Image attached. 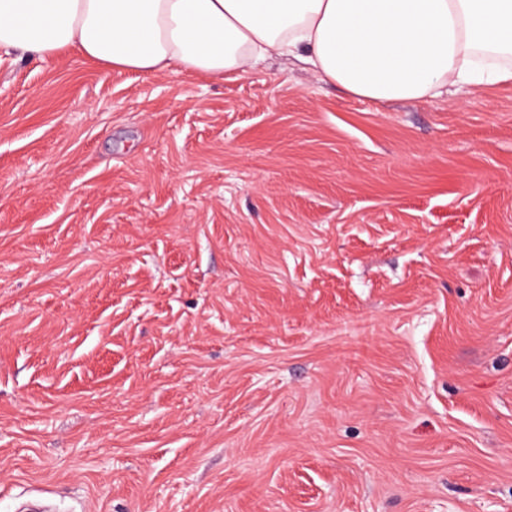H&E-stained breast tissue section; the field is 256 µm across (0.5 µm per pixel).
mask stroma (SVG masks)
Masks as SVG:
<instances>
[{
	"label": "stroma",
	"instance_id": "35a3bbf8",
	"mask_svg": "<svg viewBox=\"0 0 512 512\" xmlns=\"http://www.w3.org/2000/svg\"><path fill=\"white\" fill-rule=\"evenodd\" d=\"M27 498L512 512V85L0 57V512Z\"/></svg>",
	"mask_w": 512,
	"mask_h": 512
}]
</instances>
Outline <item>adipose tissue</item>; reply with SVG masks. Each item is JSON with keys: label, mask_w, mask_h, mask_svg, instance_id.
<instances>
[{"label": "adipose tissue", "mask_w": 512, "mask_h": 512, "mask_svg": "<svg viewBox=\"0 0 512 512\" xmlns=\"http://www.w3.org/2000/svg\"><path fill=\"white\" fill-rule=\"evenodd\" d=\"M145 75L239 77L291 56L349 95L512 82V0H0V50Z\"/></svg>", "instance_id": "adipose-tissue-1"}]
</instances>
